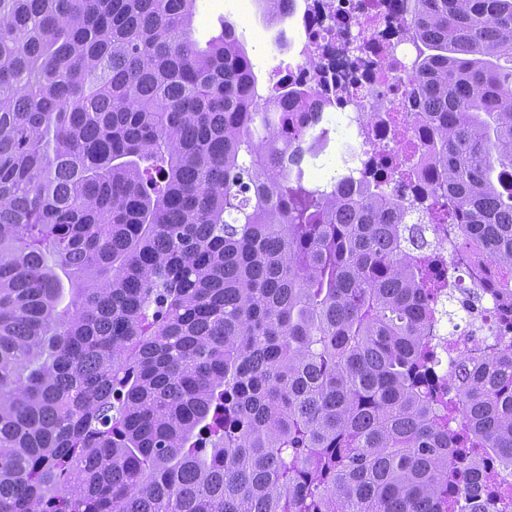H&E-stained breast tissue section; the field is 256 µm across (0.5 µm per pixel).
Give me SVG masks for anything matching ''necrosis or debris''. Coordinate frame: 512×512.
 I'll return each instance as SVG.
<instances>
[{"mask_svg":"<svg viewBox=\"0 0 512 512\" xmlns=\"http://www.w3.org/2000/svg\"><path fill=\"white\" fill-rule=\"evenodd\" d=\"M301 49L318 61L323 89L346 91L338 112L343 126L355 124L366 112L373 121L370 133L390 161L400 150L422 162L425 125L419 113H401L391 126L379 113L380 99H403L410 92L417 46L406 30L404 0H292Z\"/></svg>","mask_w":512,"mask_h":512,"instance_id":"1","label":"necrosis or debris"}]
</instances>
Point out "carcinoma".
I'll list each match as a JSON object with an SVG mask.
<instances>
[{
    "label": "carcinoma",
    "mask_w": 512,
    "mask_h": 512,
    "mask_svg": "<svg viewBox=\"0 0 512 512\" xmlns=\"http://www.w3.org/2000/svg\"><path fill=\"white\" fill-rule=\"evenodd\" d=\"M195 2L0 0V512H512V347L442 333L512 302V0H408L410 196L304 184L315 86ZM452 258L458 266L463 282L468 280L470 285L474 280H484L488 276L489 263L479 252L452 253Z\"/></svg>",
    "instance_id": "obj_1"
}]
</instances>
